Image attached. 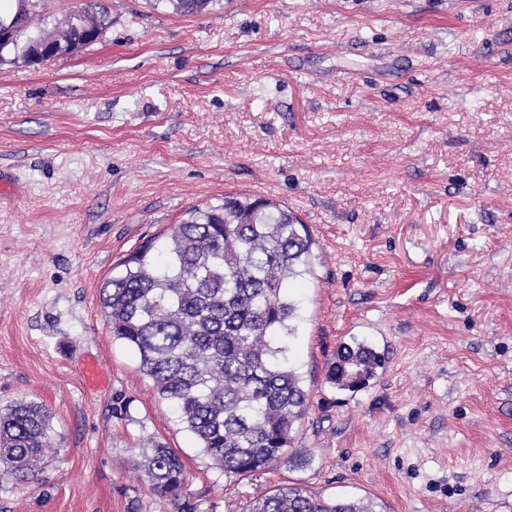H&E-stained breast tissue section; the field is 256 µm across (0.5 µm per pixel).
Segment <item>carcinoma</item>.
Here are the masks:
<instances>
[{
  "label": "carcinoma",
  "instance_id": "1",
  "mask_svg": "<svg viewBox=\"0 0 512 512\" xmlns=\"http://www.w3.org/2000/svg\"><path fill=\"white\" fill-rule=\"evenodd\" d=\"M30 0H0V20L16 27L0 40V66L36 63L49 50L63 56L97 42L109 11L104 0L81 8L85 23L68 46L53 49L48 23ZM180 15L213 0H163ZM313 241L307 225L265 198L226 196L194 207L120 261L101 288L112 336L137 356L140 373L169 404L224 475L244 477L288 465L293 432L309 393L281 344L295 335L290 289L310 272ZM382 357L373 345L342 343L328 380L352 389L376 377ZM57 453L48 409L14 402L0 409V478L29 483ZM138 468L150 492L184 509L188 471L181 456L153 440L139 448ZM251 512H375L364 501L336 500L305 487L282 485L256 499Z\"/></svg>",
  "mask_w": 512,
  "mask_h": 512
}]
</instances>
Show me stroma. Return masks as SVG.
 <instances>
[{"mask_svg": "<svg viewBox=\"0 0 512 512\" xmlns=\"http://www.w3.org/2000/svg\"><path fill=\"white\" fill-rule=\"evenodd\" d=\"M105 3L95 44L0 67V407L44 404L57 448L31 483L0 479V512H175L135 467L149 439L182 456L192 512L286 484L376 512H512V0ZM228 193L287 206L313 240L303 463L240 479L100 301L113 265ZM355 338L385 365L341 390L327 367Z\"/></svg>", "mask_w": 512, "mask_h": 512, "instance_id": "stroma-1", "label": "stroma"}]
</instances>
